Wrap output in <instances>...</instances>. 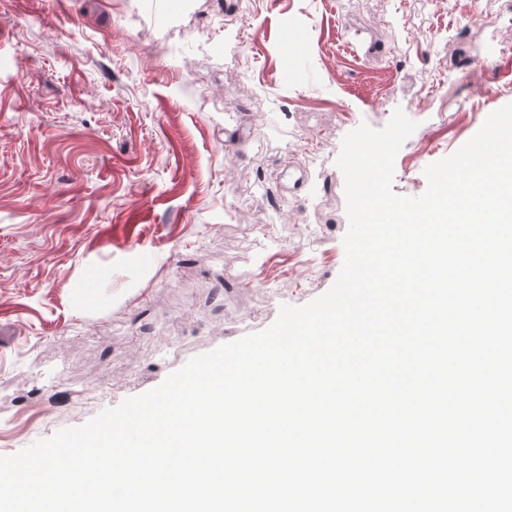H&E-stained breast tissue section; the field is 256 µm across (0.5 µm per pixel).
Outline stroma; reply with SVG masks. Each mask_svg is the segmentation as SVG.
<instances>
[{"instance_id": "stroma-1", "label": "stroma", "mask_w": 512, "mask_h": 512, "mask_svg": "<svg viewBox=\"0 0 512 512\" xmlns=\"http://www.w3.org/2000/svg\"><path fill=\"white\" fill-rule=\"evenodd\" d=\"M461 20L431 0H0V455L324 294L344 177L299 141L336 154L403 110L392 189L424 193L512 103V56ZM299 204L316 242L284 220Z\"/></svg>"}]
</instances>
